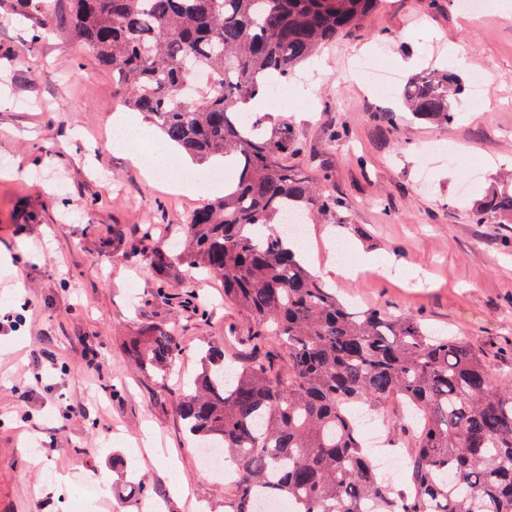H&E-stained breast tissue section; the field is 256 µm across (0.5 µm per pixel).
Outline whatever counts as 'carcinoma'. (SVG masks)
<instances>
[{"label": "carcinoma", "mask_w": 512, "mask_h": 512, "mask_svg": "<svg viewBox=\"0 0 512 512\" xmlns=\"http://www.w3.org/2000/svg\"><path fill=\"white\" fill-rule=\"evenodd\" d=\"M40 21L45 0H11ZM383 0H71L70 25L98 64L112 70L124 112H137L201 163L233 158L224 196L196 209L181 240L153 242L141 257L163 285L173 275L222 281L224 296L270 340L236 369L210 348L177 414L201 448L224 449L236 474L225 512H261L264 499L297 512H512V380L497 383L484 359L410 313L360 308L342 299L284 245L292 212L336 209L327 177L313 182L288 165L290 138L272 139L241 105L272 87L336 38L361 30ZM205 70L222 85L189 103L183 84ZM456 76L432 70L409 81L412 114L456 122ZM509 216L512 192L474 211ZM170 323L149 321L131 337L136 367L161 377L182 355ZM398 402L409 451L405 494L382 483L365 450L363 414ZM365 413H359V409Z\"/></svg>", "instance_id": "obj_1"}]
</instances>
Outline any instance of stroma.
<instances>
[{
	"instance_id": "obj_1",
	"label": "stroma",
	"mask_w": 512,
	"mask_h": 512,
	"mask_svg": "<svg viewBox=\"0 0 512 512\" xmlns=\"http://www.w3.org/2000/svg\"><path fill=\"white\" fill-rule=\"evenodd\" d=\"M68 0L31 48L29 20L0 7V311L23 313L0 332V512H224L223 475L204 472L176 413L178 398L215 346L227 363L262 353L252 320L220 281L196 283L185 306L150 299L141 229L175 237L202 202L150 185L110 140L112 75L74 38ZM418 66L407 67L412 57ZM401 81L431 69L456 73L466 92L456 123L415 118L396 94L360 89L358 59ZM295 93L265 114L263 131L291 132L289 162L331 177L336 213L312 214L304 251L332 262L349 244L395 256L398 268L329 278L342 298L409 312L465 337L496 378L512 379V224L473 223L475 204L512 190V17L463 18L454 0H387L365 28L297 68ZM484 79L482 101L467 89ZM386 112L393 123L377 120ZM460 151L466 164L448 160ZM126 241L112 246V227ZM429 275L405 281L406 269ZM171 321L184 356L161 378L137 370L126 344L139 324ZM187 485L175 496L171 482ZM95 483L101 496L78 502ZM144 493L130 497L128 483Z\"/></svg>"
}]
</instances>
